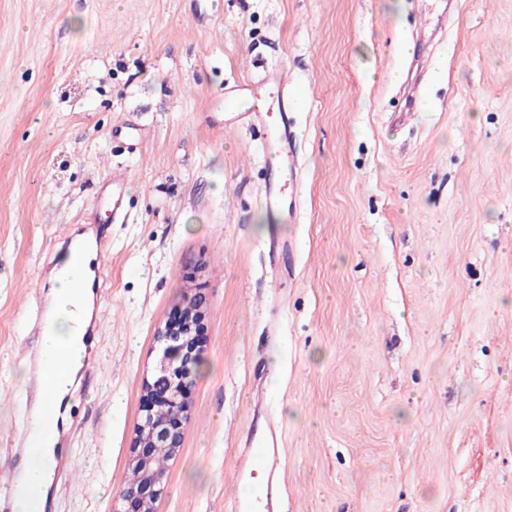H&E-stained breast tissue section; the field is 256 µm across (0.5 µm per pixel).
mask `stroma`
<instances>
[{
    "mask_svg": "<svg viewBox=\"0 0 512 512\" xmlns=\"http://www.w3.org/2000/svg\"><path fill=\"white\" fill-rule=\"evenodd\" d=\"M297 88L301 212L261 203V126L225 83ZM140 133L128 151L123 132ZM94 221L105 316L49 512H112L157 330L205 346L155 512H512V0H0V459L62 229ZM126 180L123 174L118 171H112V178L109 179L105 190L96 194L95 207L92 212H97L104 206H107L112 215H119L124 211ZM276 448H253L244 459L243 472L246 470L276 471Z\"/></svg>",
    "mask_w": 512,
    "mask_h": 512,
    "instance_id": "stroma-1",
    "label": "stroma"
}]
</instances>
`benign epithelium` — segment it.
<instances>
[{
    "label": "benign epithelium",
    "mask_w": 512,
    "mask_h": 512,
    "mask_svg": "<svg viewBox=\"0 0 512 512\" xmlns=\"http://www.w3.org/2000/svg\"><path fill=\"white\" fill-rule=\"evenodd\" d=\"M203 301L196 298L183 308L184 321L165 324L157 331L160 355L151 377L144 379V399L160 401L144 410L131 444L132 480L113 503V512H154L161 495L162 459L176 455L180 425L189 409V391L201 360L205 338Z\"/></svg>",
    "instance_id": "benign-epithelium-1"
}]
</instances>
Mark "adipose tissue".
Instances as JSON below:
<instances>
[{
	"instance_id": "1",
	"label": "adipose tissue",
	"mask_w": 512,
	"mask_h": 512,
	"mask_svg": "<svg viewBox=\"0 0 512 512\" xmlns=\"http://www.w3.org/2000/svg\"><path fill=\"white\" fill-rule=\"evenodd\" d=\"M87 275V258L70 253L61 257L52 276L51 331L42 339V354L45 378L62 396L80 367L81 354L75 345L79 331L77 310Z\"/></svg>"
}]
</instances>
